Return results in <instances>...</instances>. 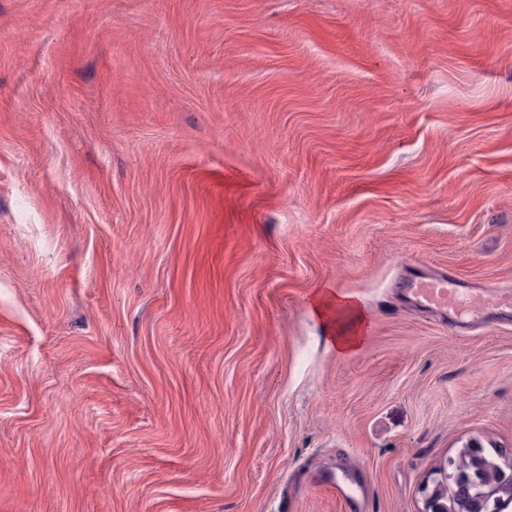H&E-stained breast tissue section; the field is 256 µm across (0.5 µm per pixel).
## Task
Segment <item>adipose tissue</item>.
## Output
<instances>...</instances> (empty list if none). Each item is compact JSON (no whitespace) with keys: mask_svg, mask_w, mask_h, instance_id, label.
<instances>
[{"mask_svg":"<svg viewBox=\"0 0 512 512\" xmlns=\"http://www.w3.org/2000/svg\"><path fill=\"white\" fill-rule=\"evenodd\" d=\"M314 309L339 352L347 353L360 345L365 317L351 298L324 291L315 299Z\"/></svg>","mask_w":512,"mask_h":512,"instance_id":"adipose-tissue-1","label":"adipose tissue"}]
</instances>
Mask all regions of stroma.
Instances as JSON below:
<instances>
[{
  "label": "stroma",
  "instance_id": "obj_1",
  "mask_svg": "<svg viewBox=\"0 0 512 512\" xmlns=\"http://www.w3.org/2000/svg\"><path fill=\"white\" fill-rule=\"evenodd\" d=\"M420 265L512 288V0H0V512H421L512 325ZM455 272L419 269L403 280L400 288L405 307L448 319L459 332L484 318L512 321L510 289L466 288ZM335 306L336 319L330 316ZM314 309L324 328L331 331V336L328 337L339 352L348 353L360 345V331L364 326L365 317L359 305L351 298L323 291L315 299Z\"/></svg>",
  "mask_w": 512,
  "mask_h": 512
}]
</instances>
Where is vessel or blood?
I'll use <instances>...</instances> for the list:
<instances>
[{
	"label": "vessel or blood",
	"mask_w": 512,
	"mask_h": 512,
	"mask_svg": "<svg viewBox=\"0 0 512 512\" xmlns=\"http://www.w3.org/2000/svg\"><path fill=\"white\" fill-rule=\"evenodd\" d=\"M400 294L405 307L448 319L462 332L487 318L512 321L511 290L468 288L447 270L422 268L409 274Z\"/></svg>",
	"instance_id": "1"
}]
</instances>
